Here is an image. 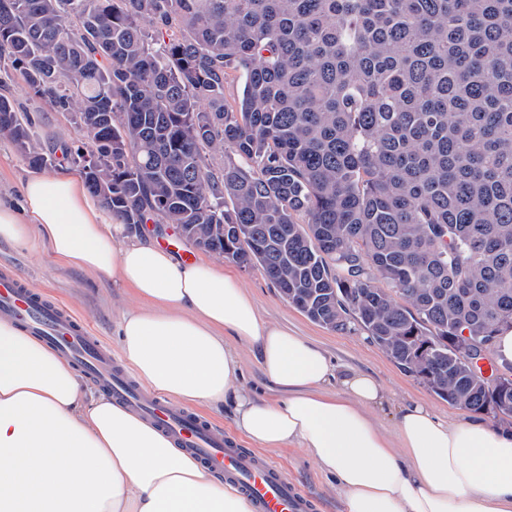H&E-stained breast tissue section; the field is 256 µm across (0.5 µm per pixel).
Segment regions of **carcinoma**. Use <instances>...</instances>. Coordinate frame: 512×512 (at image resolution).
<instances>
[{
    "label": "carcinoma",
    "mask_w": 512,
    "mask_h": 512,
    "mask_svg": "<svg viewBox=\"0 0 512 512\" xmlns=\"http://www.w3.org/2000/svg\"><path fill=\"white\" fill-rule=\"evenodd\" d=\"M5 67L75 119L61 156L107 214L183 225L512 418V366L476 380L459 353L512 328V0H0ZM0 134L51 160L5 95Z\"/></svg>",
    "instance_id": "cac0c4a2"
}]
</instances>
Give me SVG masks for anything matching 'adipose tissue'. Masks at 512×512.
<instances>
[{
    "instance_id": "1",
    "label": "adipose tissue",
    "mask_w": 512,
    "mask_h": 512,
    "mask_svg": "<svg viewBox=\"0 0 512 512\" xmlns=\"http://www.w3.org/2000/svg\"><path fill=\"white\" fill-rule=\"evenodd\" d=\"M132 288L121 355L152 391L186 404L234 403V424L265 449L299 445L336 482L345 512H512V428L450 422L414 403L385 432L373 376L338 371L305 337L262 321L238 280L184 264L126 227L67 171L27 178L0 202V240ZM251 347L271 401L239 385L233 343ZM336 392H327L328 383ZM0 512H253L191 454L121 405L89 395L38 338L0 320Z\"/></svg>"
}]
</instances>
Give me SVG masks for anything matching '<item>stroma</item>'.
<instances>
[{
	"label": "stroma",
	"mask_w": 512,
	"mask_h": 512,
	"mask_svg": "<svg viewBox=\"0 0 512 512\" xmlns=\"http://www.w3.org/2000/svg\"><path fill=\"white\" fill-rule=\"evenodd\" d=\"M0 94L13 97L27 113L34 135L44 149L65 142L77 147L82 143L78 126L63 112L35 96L15 72L0 75ZM32 169L7 137L0 136V200L18 199L19 185ZM144 237L175 242L178 258L192 262L208 261L224 273L238 279L255 299L263 318L272 324L288 326L322 346L334 362L372 374L388 393L384 405L373 408L371 416L384 430H391L399 410L411 402H424L442 415L459 414V407L448 402L422 381L406 375L357 323L338 331L308 319L290 305L260 268L244 269L223 257L197 248L185 240L174 224L130 226L128 240ZM11 266L34 287L44 290L53 300L69 308L89 323L112 350H119L118 321L123 312L139 307L140 301L128 288H119L111 280L89 276L83 271L57 265L37 248H21L0 240V266ZM268 457L281 467L288 479L314 496L320 512H345L332 481L314 465L304 449L290 445L268 450Z\"/></svg>",
	"instance_id": "stroma-1"
}]
</instances>
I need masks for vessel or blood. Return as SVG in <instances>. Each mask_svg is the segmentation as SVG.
<instances>
[{
  "label": "vessel or blood",
  "instance_id": "obj_1",
  "mask_svg": "<svg viewBox=\"0 0 512 512\" xmlns=\"http://www.w3.org/2000/svg\"><path fill=\"white\" fill-rule=\"evenodd\" d=\"M0 319L17 322L24 331L57 349L112 401L135 411L175 446L192 453L244 492L254 512H317L315 498L288 480L267 456L238 447L200 414L175 408L162 395L139 389L84 320L9 273L0 274Z\"/></svg>",
  "mask_w": 512,
  "mask_h": 512
}]
</instances>
